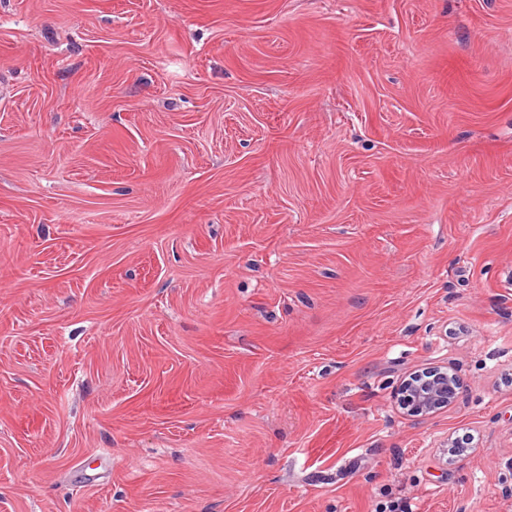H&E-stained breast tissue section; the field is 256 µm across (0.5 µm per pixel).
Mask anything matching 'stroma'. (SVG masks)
Wrapping results in <instances>:
<instances>
[{"label":"stroma","instance_id":"35a3bbf8","mask_svg":"<svg viewBox=\"0 0 512 512\" xmlns=\"http://www.w3.org/2000/svg\"><path fill=\"white\" fill-rule=\"evenodd\" d=\"M511 271L512 0H0V512H512ZM439 370H433L434 377L433 374H426L425 371H422L423 376L420 378V382L415 383L408 380L399 389V396L404 398L411 411L417 413V416H427L438 410L439 407H446L455 400L457 394L455 385H459V379L455 374H449L447 370ZM400 406L402 409L408 410V406Z\"/></svg>","mask_w":512,"mask_h":512}]
</instances>
